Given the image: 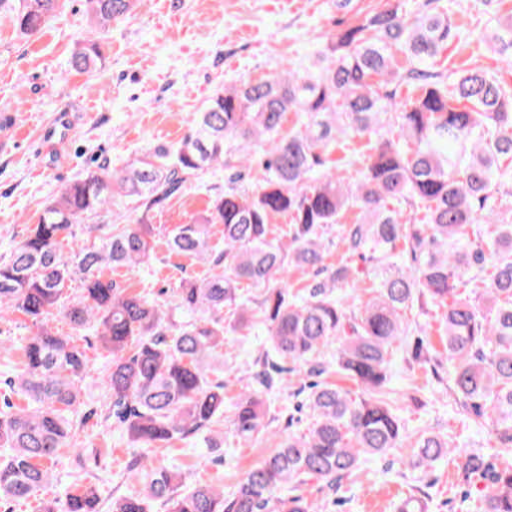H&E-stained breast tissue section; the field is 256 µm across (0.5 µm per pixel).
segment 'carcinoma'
<instances>
[{
  "label": "carcinoma",
  "mask_w": 512,
  "mask_h": 512,
  "mask_svg": "<svg viewBox=\"0 0 512 512\" xmlns=\"http://www.w3.org/2000/svg\"><path fill=\"white\" fill-rule=\"evenodd\" d=\"M64 0H0L19 30H40ZM99 26L126 17L133 0H84ZM460 38L444 0L406 9L386 0L366 21L334 34L318 74L288 70L217 93L191 131L172 148L150 151L114 172L106 162L58 192L22 240L0 256V312L19 311L38 331L23 345V362L0 397V503L28 498L51 482L58 451L70 444L83 405L85 354L48 318L63 312L73 329L96 337L112 355L102 378L113 419L142 453L133 467L142 490L112 501L111 512H321L303 495L317 480L333 492L360 463L403 447L398 416L384 396L393 345L408 335L404 313L427 297L444 308L440 333L448 353L450 389L463 411L487 425L497 448H512V88L476 69L435 68L445 46ZM512 54V24L493 36ZM97 41L83 40L71 65L91 72L102 64ZM288 112L303 128L286 136ZM353 133L374 144L356 181L328 166L337 137ZM268 142L263 184L241 185L255 157L250 144ZM224 166V192L200 222L180 224L168 249L224 273L176 289V319L164 300H148L106 276L114 266H140L152 256L150 224H88L119 198L150 209L214 164ZM347 224L349 255L369 248L377 280L365 302L347 305L337 288H356L345 266L326 263L324 225ZM291 216V241L269 238L273 216ZM224 227V250L211 228ZM310 275L305 294L289 297V266ZM265 289L240 304L233 331L262 326L268 348L240 394L233 421L245 442L266 430L269 396L285 384L287 364L311 376L328 371L323 351L336 346V373L363 389L314 381L308 407L314 422L289 434L248 470L236 489L197 484L180 490L181 474L152 463L148 449L208 429L224 413V306L243 285ZM29 400L16 406L13 394ZM452 452L448 441L422 432L409 458L396 463L426 470ZM459 468L484 483L483 512H512V465L495 467L475 450L456 452ZM99 505L92 488L47 512H88Z\"/></svg>",
  "instance_id": "obj_1"
}]
</instances>
